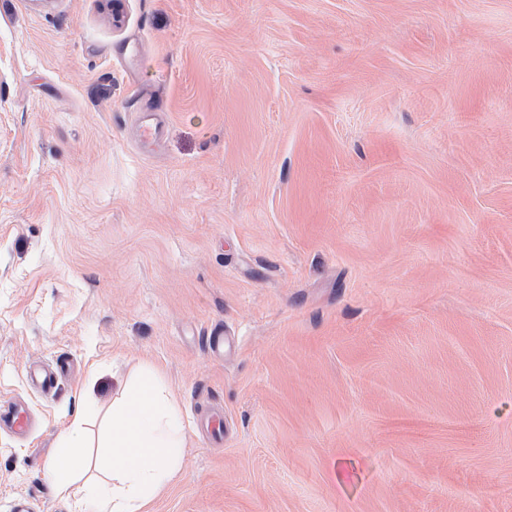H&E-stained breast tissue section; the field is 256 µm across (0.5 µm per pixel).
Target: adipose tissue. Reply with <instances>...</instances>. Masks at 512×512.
Masks as SVG:
<instances>
[{
  "label": "adipose tissue",
  "mask_w": 512,
  "mask_h": 512,
  "mask_svg": "<svg viewBox=\"0 0 512 512\" xmlns=\"http://www.w3.org/2000/svg\"><path fill=\"white\" fill-rule=\"evenodd\" d=\"M102 422L107 429L93 455L88 420L75 415L62 434V462L48 468L50 487L59 498L76 499L78 512H142L182 463L184 429L175 402L148 367L123 386Z\"/></svg>",
  "instance_id": "obj_1"
}]
</instances>
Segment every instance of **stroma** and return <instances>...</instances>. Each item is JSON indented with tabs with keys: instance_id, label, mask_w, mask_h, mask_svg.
<instances>
[{
	"instance_id": "1",
	"label": "stroma",
	"mask_w": 512,
	"mask_h": 512,
	"mask_svg": "<svg viewBox=\"0 0 512 512\" xmlns=\"http://www.w3.org/2000/svg\"><path fill=\"white\" fill-rule=\"evenodd\" d=\"M147 366V512H512V0H0V512Z\"/></svg>"
}]
</instances>
